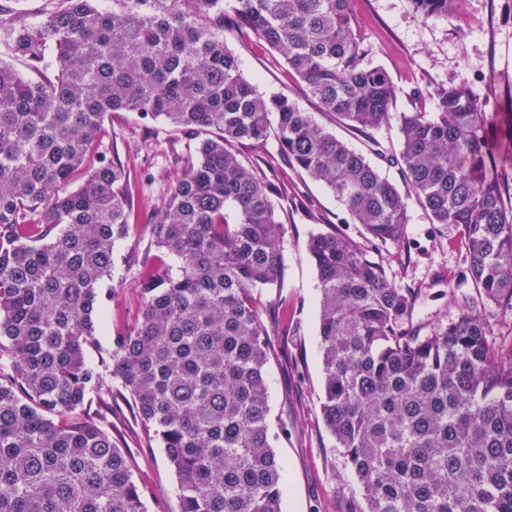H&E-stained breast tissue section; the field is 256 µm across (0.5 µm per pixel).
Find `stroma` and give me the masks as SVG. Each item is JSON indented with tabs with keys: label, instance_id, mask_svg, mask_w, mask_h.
I'll use <instances>...</instances> for the list:
<instances>
[{
	"label": "stroma",
	"instance_id": "35a3bbf8",
	"mask_svg": "<svg viewBox=\"0 0 512 512\" xmlns=\"http://www.w3.org/2000/svg\"><path fill=\"white\" fill-rule=\"evenodd\" d=\"M355 18L372 63L388 73L396 88L388 124L364 132L336 124L321 112L282 56L253 32L233 30L225 38L259 92L288 96L362 153L375 143L397 149L401 114L433 111L436 90L452 84L469 85L492 117H512V0H459L448 19L422 18L412 0H356ZM104 127L98 151L119 160L129 173L135 233L115 247L113 276L118 286L97 307L98 345L88 354L95 364L108 359L115 332L137 316L141 272L154 255L143 229L179 172L185 152V140L174 128L133 112L112 114ZM233 150L273 184L272 200L283 227L281 285L256 292L273 343L266 383L271 430L277 436L274 449L285 470L282 510L363 512L361 488L320 414V294L309 239L334 227L365 244L388 279L414 293L413 322L426 331L454 319L462 295L470 291L464 239L455 227L432 223L412 200L402 242H368L363 227L353 223L336 196L281 158L276 140L261 146L237 143ZM93 407L125 451L147 512H179L177 475L157 437L136 419L131 402L117 396L94 402Z\"/></svg>",
	"mask_w": 512,
	"mask_h": 512
}]
</instances>
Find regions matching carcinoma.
I'll use <instances>...</instances> for the list:
<instances>
[{
	"label": "carcinoma",
	"mask_w": 512,
	"mask_h": 512,
	"mask_svg": "<svg viewBox=\"0 0 512 512\" xmlns=\"http://www.w3.org/2000/svg\"><path fill=\"white\" fill-rule=\"evenodd\" d=\"M355 0H60L31 25L0 5V512H147L128 458L91 412L129 397L165 449L181 512H282L255 291L279 285L282 227L231 150L275 138L368 240L405 237L408 200L461 229L474 292L429 332L413 294L337 231L312 235L321 294L320 405L366 512H512V354L483 312L512 308V209L491 116L466 84L400 116L403 186L285 95L247 79L224 33L249 29L336 123H387L396 89L354 23ZM425 19L457 0H412ZM161 119L187 158L153 210L157 254L133 326L95 366V313L113 248L129 237L123 165L88 169L105 118ZM276 115L271 124L270 115Z\"/></svg>",
	"instance_id": "cac0c4a2"
}]
</instances>
